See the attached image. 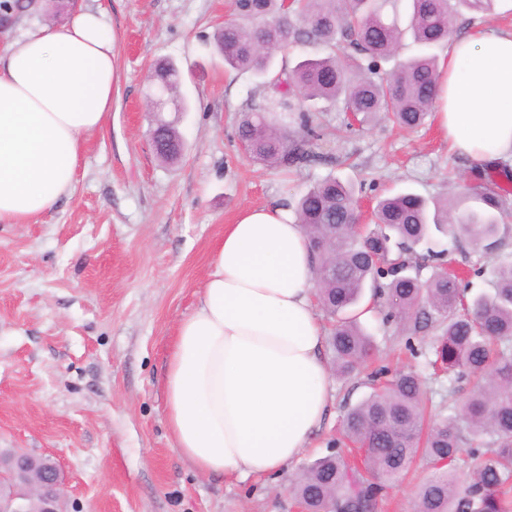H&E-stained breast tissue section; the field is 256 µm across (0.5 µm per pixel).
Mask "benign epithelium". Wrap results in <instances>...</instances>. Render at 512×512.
I'll return each instance as SVG.
<instances>
[{"label":"benign epithelium","mask_w":512,"mask_h":512,"mask_svg":"<svg viewBox=\"0 0 512 512\" xmlns=\"http://www.w3.org/2000/svg\"><path fill=\"white\" fill-rule=\"evenodd\" d=\"M66 482L50 456L11 448L0 453V512H66Z\"/></svg>","instance_id":"7a95c632"}]
</instances>
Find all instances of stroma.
Wrapping results in <instances>:
<instances>
[{"mask_svg":"<svg viewBox=\"0 0 512 512\" xmlns=\"http://www.w3.org/2000/svg\"><path fill=\"white\" fill-rule=\"evenodd\" d=\"M0 31V48L82 10L106 13L118 81L104 126L87 135L70 195L27 224H0V448L54 455L68 512H292L303 466L328 454L345 407L372 391L365 373L332 381L334 414L311 448L272 481L203 475L179 452L165 410V373L179 322L191 313L225 225L248 208H295L316 181L352 180L360 200L410 190L478 208L465 191L481 168L455 155L430 114L404 131L387 120L350 127L319 112L311 162L267 169L246 156L237 129L255 88L228 71L213 35L234 0H73ZM174 60L189 109L177 162L148 136L152 65ZM445 262L468 269L466 297L492 290L496 253L441 239ZM380 364L424 362L430 335L407 336L380 313L363 319Z\"/></svg>","mask_w":512,"mask_h":512,"instance_id":"stroma-1","label":"stroma"}]
</instances>
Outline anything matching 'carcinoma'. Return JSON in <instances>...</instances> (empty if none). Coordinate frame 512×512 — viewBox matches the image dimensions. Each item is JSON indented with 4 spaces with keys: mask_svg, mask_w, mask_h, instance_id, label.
Wrapping results in <instances>:
<instances>
[{
    "mask_svg": "<svg viewBox=\"0 0 512 512\" xmlns=\"http://www.w3.org/2000/svg\"><path fill=\"white\" fill-rule=\"evenodd\" d=\"M397 2L294 0L286 9L283 0H236L238 19L215 31L214 44L225 68L259 79L238 129L251 158L269 169L308 161L288 132L297 121L307 127L301 114L306 102L354 112L363 126L379 114L402 129L423 124L439 81L436 58L427 50L448 41L460 10L483 13L495 0H406L405 28L384 14ZM37 9L36 0H0L6 17ZM407 34L422 53L382 76L380 63L404 48ZM310 45L324 55L276 66L278 56ZM181 80L173 61L153 68V95L185 112ZM151 144L168 163L184 152L169 122ZM469 192L483 208L461 211L399 192L377 202L376 228L363 232L351 224L352 185L329 176L300 198L296 216L317 257L319 307L335 320L329 345L336 373L361 370L374 353L357 309L368 289L403 330L432 333V369L455 374L457 382L475 381L468 397L448 399L445 415L428 411L417 371L372 372L373 392L344 412L336 449L304 467L293 487L307 512H373L419 453L433 472L414 491L413 512H512V254L500 255L492 269L494 293L467 302L460 280L437 265L444 251H417L435 233L465 236L476 249H500L501 195L484 182ZM429 266L431 276L421 279Z\"/></svg>",
    "mask_w": 512,
    "mask_h": 512,
    "instance_id": "1",
    "label": "carcinoma"
}]
</instances>
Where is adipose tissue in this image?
<instances>
[{"label": "adipose tissue", "mask_w": 512, "mask_h": 512, "mask_svg": "<svg viewBox=\"0 0 512 512\" xmlns=\"http://www.w3.org/2000/svg\"><path fill=\"white\" fill-rule=\"evenodd\" d=\"M114 56L101 11L0 54V224L28 223L70 193L86 134L112 110ZM439 71L451 151L512 160V29L450 40ZM312 268L302 225L282 209H248L225 225L165 381L175 446L199 473L275 478L330 415Z\"/></svg>", "instance_id": "1"}]
</instances>
